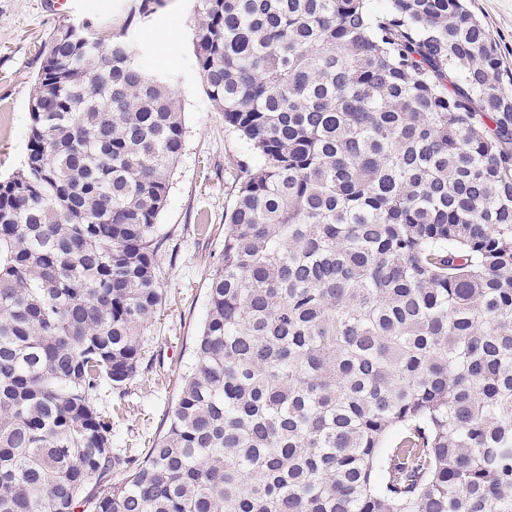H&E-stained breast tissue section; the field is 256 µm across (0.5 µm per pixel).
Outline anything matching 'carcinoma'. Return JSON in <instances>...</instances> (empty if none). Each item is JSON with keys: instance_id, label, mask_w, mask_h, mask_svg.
<instances>
[{"instance_id": "cac0c4a2", "label": "carcinoma", "mask_w": 512, "mask_h": 512, "mask_svg": "<svg viewBox=\"0 0 512 512\" xmlns=\"http://www.w3.org/2000/svg\"><path fill=\"white\" fill-rule=\"evenodd\" d=\"M199 0L194 56L257 156L167 432L112 447L165 303L183 149L164 75L42 45L0 180V512H512V73L463 0Z\"/></svg>"}]
</instances>
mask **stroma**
Segmentation results:
<instances>
[{"instance_id": "1", "label": "stroma", "mask_w": 512, "mask_h": 512, "mask_svg": "<svg viewBox=\"0 0 512 512\" xmlns=\"http://www.w3.org/2000/svg\"><path fill=\"white\" fill-rule=\"evenodd\" d=\"M134 0H70L66 13L49 0H0V178L20 169L28 138V98L41 67L40 48L49 33L82 18L98 23L102 36L128 21ZM512 71V0H468ZM197 0H162L140 26L132 49L141 66L173 79L184 119V146L158 218L163 246L159 283L165 304L143 338L147 369L113 403L112 441L118 448H145L170 424L182 375L194 362L196 338L208 310V278L224 245V213L235 200L231 165L255 164L248 145L209 100L195 63ZM207 220L208 232L198 229Z\"/></svg>"}]
</instances>
